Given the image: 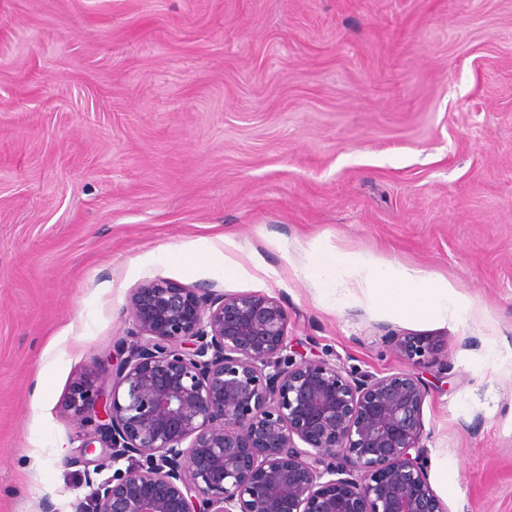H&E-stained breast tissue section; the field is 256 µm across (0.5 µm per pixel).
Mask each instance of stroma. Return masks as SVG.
<instances>
[{"instance_id":"35a3bbf8","label":"stroma","mask_w":512,"mask_h":512,"mask_svg":"<svg viewBox=\"0 0 512 512\" xmlns=\"http://www.w3.org/2000/svg\"><path fill=\"white\" fill-rule=\"evenodd\" d=\"M314 241L444 277L472 316L332 307ZM206 248L238 273L172 259ZM156 278L273 297L356 373L404 369L384 329L439 339L430 483L512 512V0H0V512L86 497L63 402Z\"/></svg>"}]
</instances>
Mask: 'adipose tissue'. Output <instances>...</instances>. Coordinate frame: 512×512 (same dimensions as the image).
<instances>
[{
  "instance_id": "ef3b65f1",
  "label": "adipose tissue",
  "mask_w": 512,
  "mask_h": 512,
  "mask_svg": "<svg viewBox=\"0 0 512 512\" xmlns=\"http://www.w3.org/2000/svg\"><path fill=\"white\" fill-rule=\"evenodd\" d=\"M302 272L318 292L336 303L362 302L407 321L456 322L471 303L451 282L424 270L373 260L322 244L307 248Z\"/></svg>"
}]
</instances>
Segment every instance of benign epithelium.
Instances as JSON below:
<instances>
[{
	"label": "benign epithelium",
	"mask_w": 512,
	"mask_h": 512,
	"mask_svg": "<svg viewBox=\"0 0 512 512\" xmlns=\"http://www.w3.org/2000/svg\"><path fill=\"white\" fill-rule=\"evenodd\" d=\"M130 311L115 360L64 403L90 428L84 453L101 448L74 512H447L419 372L442 361L439 342L387 330L408 369L377 377L293 349L265 294L156 278Z\"/></svg>",
	"instance_id": "1"
}]
</instances>
